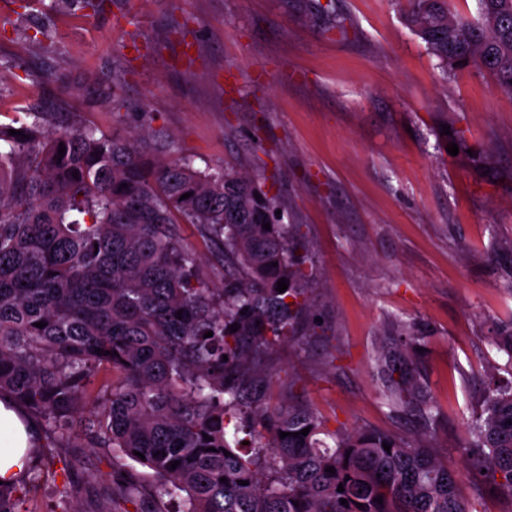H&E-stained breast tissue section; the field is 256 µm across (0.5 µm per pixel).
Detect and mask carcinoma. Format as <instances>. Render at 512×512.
Here are the masks:
<instances>
[{"label": "carcinoma", "instance_id": "obj_1", "mask_svg": "<svg viewBox=\"0 0 512 512\" xmlns=\"http://www.w3.org/2000/svg\"><path fill=\"white\" fill-rule=\"evenodd\" d=\"M405 2L443 72L471 60L512 92V0H476L475 17L448 0ZM52 111L30 110L19 135L0 124V397L60 445L78 424L89 447L148 469L149 481L129 472L114 487L138 512H478L428 443L438 407L419 367L425 328L388 320L374 360L385 404L418 437L325 430L294 400L296 379L273 397L277 349L321 327L301 225L256 176L157 157L170 150L160 132L107 135L61 113L51 126ZM184 224L223 254L221 286L184 245ZM491 342L496 371L512 376V321ZM102 371L112 380L92 401ZM467 433L470 470L512 499V379L489 378ZM15 490L0 484V512H23Z\"/></svg>", "mask_w": 512, "mask_h": 512}]
</instances>
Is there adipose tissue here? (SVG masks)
<instances>
[{
    "label": "adipose tissue",
    "mask_w": 512,
    "mask_h": 512,
    "mask_svg": "<svg viewBox=\"0 0 512 512\" xmlns=\"http://www.w3.org/2000/svg\"><path fill=\"white\" fill-rule=\"evenodd\" d=\"M33 430L9 400L0 399V481L12 482L27 464Z\"/></svg>",
    "instance_id": "obj_1"
}]
</instances>
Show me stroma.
<instances>
[{"label": "stroma", "mask_w": 512, "mask_h": 512, "mask_svg": "<svg viewBox=\"0 0 512 512\" xmlns=\"http://www.w3.org/2000/svg\"><path fill=\"white\" fill-rule=\"evenodd\" d=\"M334 6L340 30L314 0H31L23 16L0 0V122L52 97L106 133L163 131L199 168L260 175L301 226L322 318L305 351L278 350L279 378L328 430L410 436L373 366L387 318L424 324L435 454L479 512H512L459 451L512 318L496 258L512 240V93L475 66L442 72L403 0ZM36 24L52 43L23 38ZM458 130L492 166L447 152ZM39 452L54 466L27 479L26 512H97L118 464L77 436Z\"/></svg>", "instance_id": "35a3bbf8"}]
</instances>
